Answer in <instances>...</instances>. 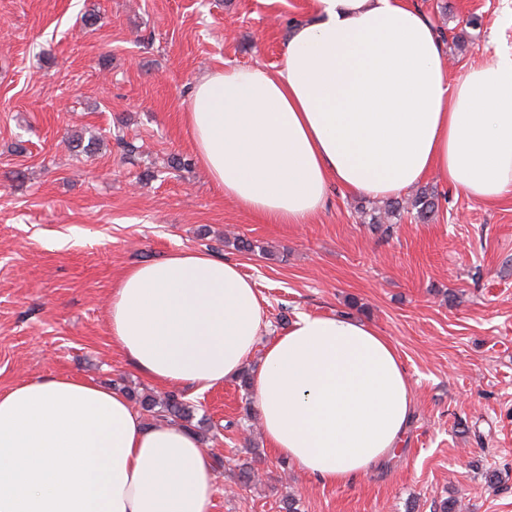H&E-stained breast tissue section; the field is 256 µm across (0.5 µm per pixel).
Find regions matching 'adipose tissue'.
<instances>
[{
    "label": "adipose tissue",
    "mask_w": 512,
    "mask_h": 512,
    "mask_svg": "<svg viewBox=\"0 0 512 512\" xmlns=\"http://www.w3.org/2000/svg\"><path fill=\"white\" fill-rule=\"evenodd\" d=\"M200 166L267 224H309L337 184L398 195L436 173L470 199L512 194V57L456 80L408 0H313L279 67L227 66L182 115ZM113 344L160 384L204 391L237 377L266 327L237 262L182 250L126 269ZM275 454L328 484L395 453L413 411L395 347L370 323L303 314L252 379ZM215 472L197 436L147 426L121 393L76 375L0 388V512H211Z\"/></svg>",
    "instance_id": "1"
}]
</instances>
